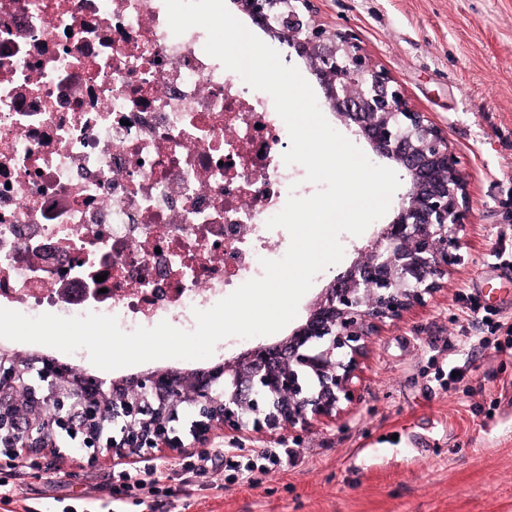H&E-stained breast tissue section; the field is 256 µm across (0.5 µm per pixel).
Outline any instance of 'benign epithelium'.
<instances>
[{
  "label": "benign epithelium",
  "instance_id": "obj_1",
  "mask_svg": "<svg viewBox=\"0 0 512 512\" xmlns=\"http://www.w3.org/2000/svg\"><path fill=\"white\" fill-rule=\"evenodd\" d=\"M273 37L295 46L319 79L330 108L372 152L408 175L393 219L357 249L349 270L325 288L304 323L232 361L187 374L155 370L90 386L51 363L0 352V445L12 456L58 453L54 437L72 431L119 464L185 452L172 422L186 407L194 437L214 428L309 429L353 404V380L368 338L425 302L460 261L458 229L466 219V179L442 130L412 107L398 82L373 66L352 34L328 30L307 0H235ZM38 369L47 407L28 372Z\"/></svg>",
  "mask_w": 512,
  "mask_h": 512
}]
</instances>
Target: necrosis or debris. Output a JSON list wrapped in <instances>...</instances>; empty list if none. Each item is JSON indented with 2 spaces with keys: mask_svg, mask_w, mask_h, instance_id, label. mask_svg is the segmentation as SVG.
I'll return each mask as SVG.
<instances>
[{
  "mask_svg": "<svg viewBox=\"0 0 512 512\" xmlns=\"http://www.w3.org/2000/svg\"><path fill=\"white\" fill-rule=\"evenodd\" d=\"M287 134L164 0H0V300L194 330L263 274Z\"/></svg>",
  "mask_w": 512,
  "mask_h": 512,
  "instance_id": "4bbe7bcc",
  "label": "necrosis or debris"
}]
</instances>
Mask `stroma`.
<instances>
[{
	"mask_svg": "<svg viewBox=\"0 0 512 512\" xmlns=\"http://www.w3.org/2000/svg\"><path fill=\"white\" fill-rule=\"evenodd\" d=\"M316 21L351 33L370 62L401 84L406 98L447 136L468 182L469 216L460 227L461 261L442 288L367 342L356 400L305 431L212 429L194 440L195 418L176 424L189 453L232 450L259 460L265 449L296 457L288 470H254L251 482L215 463L209 489L185 491V456L163 460L168 495L156 512H512V348L467 343L470 298L512 322V0H311ZM284 63L311 84L337 124L319 79L286 42L259 31ZM341 234L342 261L320 272L298 305L305 322L315 300L374 240ZM278 334L226 338L212 357L159 359L111 371L89 357L58 353L81 373L110 380L156 369L210 368ZM470 360L462 383L436 378L445 362ZM61 455L24 459L10 492L11 512H108V487L121 470L109 455L87 462L79 441L58 435Z\"/></svg>",
	"mask_w": 512,
	"mask_h": 512,
	"instance_id": "35a3bbf8",
	"label": "stroma"
}]
</instances>
